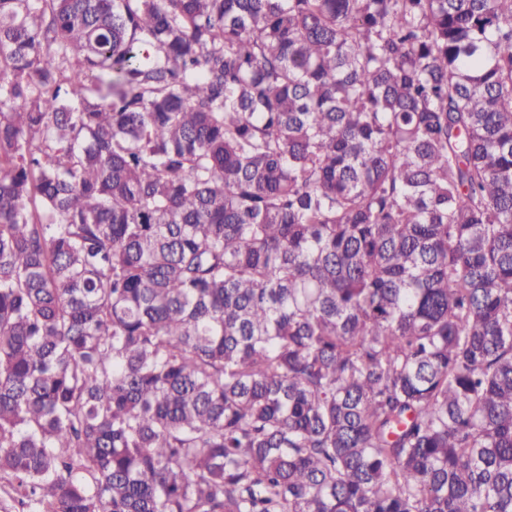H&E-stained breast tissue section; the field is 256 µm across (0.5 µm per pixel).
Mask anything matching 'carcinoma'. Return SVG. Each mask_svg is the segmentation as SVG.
Returning <instances> with one entry per match:
<instances>
[{
    "label": "carcinoma",
    "mask_w": 512,
    "mask_h": 512,
    "mask_svg": "<svg viewBox=\"0 0 512 512\" xmlns=\"http://www.w3.org/2000/svg\"><path fill=\"white\" fill-rule=\"evenodd\" d=\"M20 512H512V0H0Z\"/></svg>",
    "instance_id": "1"
}]
</instances>
